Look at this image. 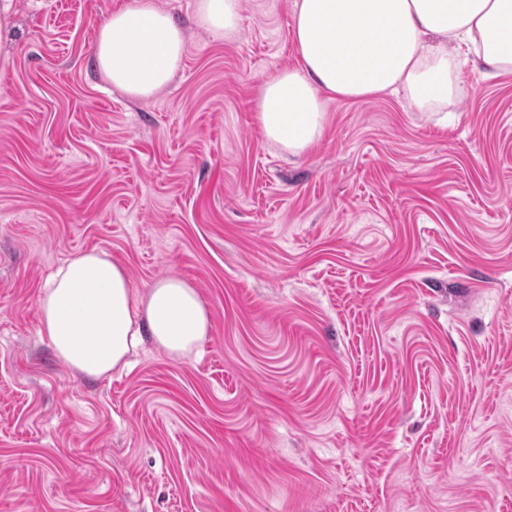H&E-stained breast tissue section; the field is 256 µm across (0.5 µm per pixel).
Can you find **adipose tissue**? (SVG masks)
<instances>
[{
  "label": "adipose tissue",
  "mask_w": 512,
  "mask_h": 512,
  "mask_svg": "<svg viewBox=\"0 0 512 512\" xmlns=\"http://www.w3.org/2000/svg\"><path fill=\"white\" fill-rule=\"evenodd\" d=\"M195 20L215 38L232 36L240 0H195ZM292 39L299 63L265 81L257 119L269 142L299 156L322 138L328 100L400 93L427 112L453 100L469 58L488 75L512 73V0H294ZM185 50L184 29L156 0H128L99 27L94 56L114 87L145 100L168 85ZM38 307L40 335L90 378L126 367L143 336L182 359L211 331L196 288L170 277L138 293L98 250L50 274Z\"/></svg>",
  "instance_id": "1"
}]
</instances>
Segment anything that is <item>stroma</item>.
I'll return each mask as SVG.
<instances>
[{"label": "stroma", "instance_id": "obj_1", "mask_svg": "<svg viewBox=\"0 0 512 512\" xmlns=\"http://www.w3.org/2000/svg\"><path fill=\"white\" fill-rule=\"evenodd\" d=\"M127 0H14L0 59V512H512V74L466 68L448 116L331 100L291 157L257 120L297 66L293 0H195L149 100L93 46ZM98 249L178 277L212 329L73 373L37 299ZM197 25L215 38L232 36L240 21L239 0H196Z\"/></svg>", "mask_w": 512, "mask_h": 512}]
</instances>
